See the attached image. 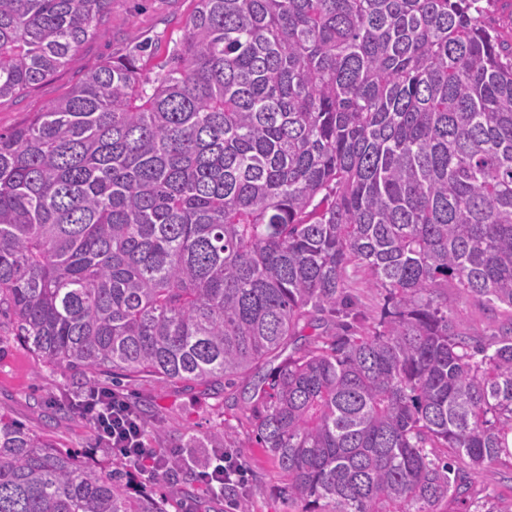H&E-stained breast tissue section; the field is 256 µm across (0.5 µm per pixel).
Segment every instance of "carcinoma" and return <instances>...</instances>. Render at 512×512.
I'll list each match as a JSON object with an SVG mask.
<instances>
[{"instance_id":"carcinoma-1","label":"carcinoma","mask_w":512,"mask_h":512,"mask_svg":"<svg viewBox=\"0 0 512 512\" xmlns=\"http://www.w3.org/2000/svg\"><path fill=\"white\" fill-rule=\"evenodd\" d=\"M499 0H198L171 65L138 43L0 132V314L47 364L248 378L348 270L368 329L308 340L245 409L288 512H509L512 42ZM112 0H0V98L69 65ZM466 461L464 467L454 460ZM0 414V512H168ZM350 292L356 297L358 309L363 315L360 322L365 326H371L380 313L384 304L383 294L369 283L362 272L349 271ZM448 314L465 323L471 331L483 334L492 322L486 308L460 297L457 288L448 283ZM505 470L499 466H491L481 470L475 476V485L485 489L500 499L512 501V482L505 477Z\"/></svg>"}]
</instances>
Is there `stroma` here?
I'll return each instance as SVG.
<instances>
[{
    "label": "stroma",
    "instance_id": "obj_1",
    "mask_svg": "<svg viewBox=\"0 0 512 512\" xmlns=\"http://www.w3.org/2000/svg\"><path fill=\"white\" fill-rule=\"evenodd\" d=\"M196 6L197 0H112L111 10L81 45L73 64L19 95L0 99V131L43 111L105 59L125 54L131 43H152L153 51L144 56L142 68L148 74L157 72L170 61ZM280 361V356H269L249 380L207 389L148 375L124 378L123 384L147 420L163 426L162 436L149 439V447L206 461L215 456V449L188 447L189 437L203 439L223 432L225 449L237 455L247 472L251 512H286L277 471L259 447L244 409L246 385L258 383ZM111 380L106 372L83 375L49 366L14 336L8 322L0 323V413L21 421L33 433L48 435L55 447L80 450L107 468L112 465L110 453L72 404L90 384L102 386ZM147 489L176 502V512H234L232 496H212L200 483L182 475L150 483Z\"/></svg>",
    "mask_w": 512,
    "mask_h": 512
}]
</instances>
